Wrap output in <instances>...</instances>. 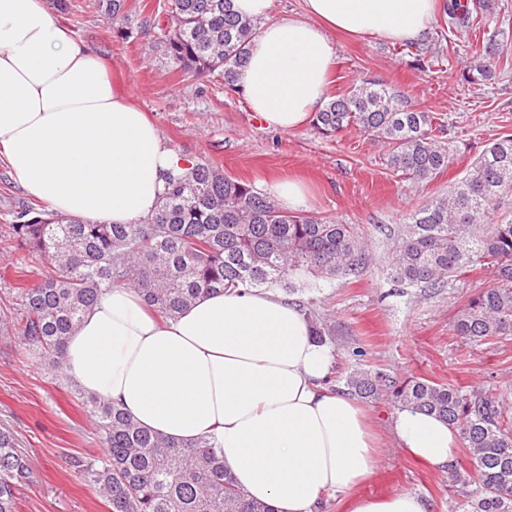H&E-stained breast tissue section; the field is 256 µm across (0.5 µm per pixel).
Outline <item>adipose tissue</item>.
<instances>
[{"mask_svg": "<svg viewBox=\"0 0 512 512\" xmlns=\"http://www.w3.org/2000/svg\"><path fill=\"white\" fill-rule=\"evenodd\" d=\"M272 0H234L257 21L235 84L269 129H299L325 99L329 31L412 41L438 0H304L306 16L271 20ZM0 156L26 194L61 215L128 224L151 216L165 177L188 161L112 86L96 50L47 0H0ZM333 351L314 342L297 304L269 291L207 294L162 321L115 288L69 337L65 364L89 394L180 444L219 439L245 494L276 512H314L330 491L350 512H429L408 492L355 490L372 475L379 437L363 404L325 384ZM400 448L450 471L459 436L434 415L399 411Z\"/></svg>", "mask_w": 512, "mask_h": 512, "instance_id": "obj_1", "label": "adipose tissue"}]
</instances>
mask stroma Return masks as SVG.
<instances>
[{"mask_svg":"<svg viewBox=\"0 0 512 512\" xmlns=\"http://www.w3.org/2000/svg\"><path fill=\"white\" fill-rule=\"evenodd\" d=\"M165 2L124 0L115 21L106 18L97 0H58L53 9L101 54L113 85L147 113L173 150L213 162L264 191L283 179L302 180L310 188L302 213L358 225L367 236L372 262L357 281L338 279L293 296L316 309L334 331L333 379L366 369L476 386L490 394L512 392V337L469 345L452 330L467 298L492 285L490 271L472 272L465 284L432 293L396 282L385 268L389 234L405 214L446 194L486 144L512 135V67L496 69L481 85L458 79L471 57L470 44L494 36L512 49V0H488L480 29L450 31L443 64L431 69L414 66L403 43L332 34L336 62L328 94L376 77L444 121L453 161L419 182L390 169L386 146L373 136L349 128L323 138L308 125L269 131L243 94L175 68L153 26ZM30 202L0 158V303L10 301L13 288L40 282L46 269L10 226L12 212ZM74 389L40 355L0 332V429L14 434L33 472L32 484L21 490L18 512H110L107 501L68 465L75 456L104 454ZM365 407L384 448L360 494L411 492L427 500L429 512H455L447 474L399 448L393 433L397 410L388 397L366 401Z\"/></svg>","mask_w":512,"mask_h":512,"instance_id":"obj_1","label":"stroma"}]
</instances>
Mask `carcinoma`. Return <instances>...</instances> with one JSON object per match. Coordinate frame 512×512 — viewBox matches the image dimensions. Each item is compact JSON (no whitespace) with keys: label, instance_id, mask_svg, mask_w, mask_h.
<instances>
[{"label":"carcinoma","instance_id":"1","mask_svg":"<svg viewBox=\"0 0 512 512\" xmlns=\"http://www.w3.org/2000/svg\"><path fill=\"white\" fill-rule=\"evenodd\" d=\"M485 4L446 0L450 28L481 26ZM160 43L180 70L217 75L233 92L257 25L232 0H169ZM420 66L442 62L431 42L406 46ZM461 72L467 84L492 79L508 59L489 38ZM324 137L356 126L389 148L388 165L414 180L448 169L451 142L445 124L380 80L367 78L333 95L311 119ZM512 194V136L486 146L446 196L412 210L395 235L390 274L400 283L440 290L474 269L492 271L494 284L468 298L453 321L467 344L512 336V218H490L495 202ZM11 228L21 243L46 260L48 271L32 287L15 289L22 318L19 341L64 369L68 336L106 292L133 288L163 318H172L200 295L235 288L313 290L336 279L357 280L370 261L355 224L281 208L252 183L200 160L168 174L156 212L132 224L84 222L50 210L22 207ZM357 397L384 393L399 410L433 413L458 430L475 476L456 471L449 486L462 512H512V404L481 390L410 377L357 372L346 380ZM83 410L107 454L75 457L74 473L107 499L110 512H275L247 497L211 437L179 445L139 426L108 399L77 390ZM32 481L27 458L0 432V512H18V495Z\"/></svg>","mask_w":512,"mask_h":512}]
</instances>
